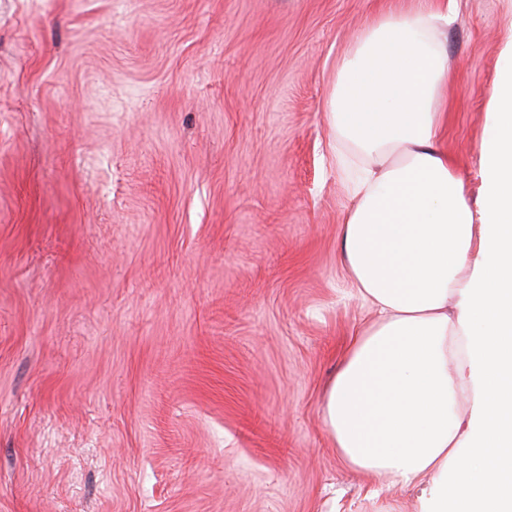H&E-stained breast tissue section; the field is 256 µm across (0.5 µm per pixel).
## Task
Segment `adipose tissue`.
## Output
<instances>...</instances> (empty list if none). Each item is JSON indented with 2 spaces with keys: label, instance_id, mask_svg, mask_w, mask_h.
Listing matches in <instances>:
<instances>
[{
  "label": "adipose tissue",
  "instance_id": "1",
  "mask_svg": "<svg viewBox=\"0 0 512 512\" xmlns=\"http://www.w3.org/2000/svg\"><path fill=\"white\" fill-rule=\"evenodd\" d=\"M451 13L431 0L387 12L336 77L330 121L364 163L340 261L374 318L352 335L322 415L347 466L418 487V512H512V38L477 213L441 147Z\"/></svg>",
  "mask_w": 512,
  "mask_h": 512
}]
</instances>
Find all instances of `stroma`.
I'll return each instance as SVG.
<instances>
[{
	"label": "stroma",
	"instance_id": "1",
	"mask_svg": "<svg viewBox=\"0 0 512 512\" xmlns=\"http://www.w3.org/2000/svg\"><path fill=\"white\" fill-rule=\"evenodd\" d=\"M413 0H0V512H417L321 402L371 314L327 103ZM478 202L512 0H454Z\"/></svg>",
	"mask_w": 512,
	"mask_h": 512
}]
</instances>
